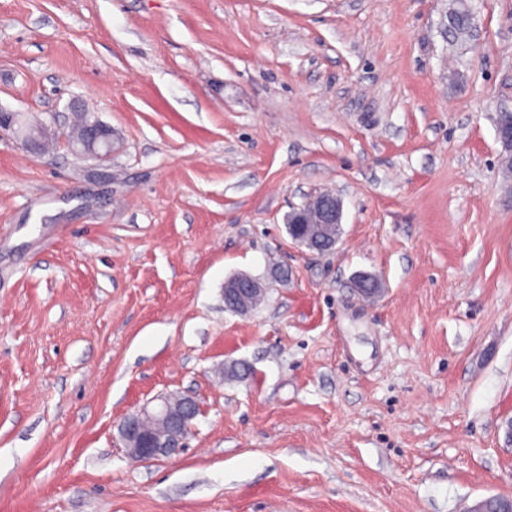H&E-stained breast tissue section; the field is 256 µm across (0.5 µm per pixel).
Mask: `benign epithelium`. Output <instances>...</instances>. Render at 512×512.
I'll return each instance as SVG.
<instances>
[{
  "label": "benign epithelium",
  "mask_w": 512,
  "mask_h": 512,
  "mask_svg": "<svg viewBox=\"0 0 512 512\" xmlns=\"http://www.w3.org/2000/svg\"><path fill=\"white\" fill-rule=\"evenodd\" d=\"M496 135L505 148L501 164L512 166V121L497 122ZM67 141L72 148L84 151L98 160H106L114 152L112 130L97 121L86 117L69 132ZM288 223L292 225L289 238L297 242L311 237L312 247L318 252L332 249L336 239L329 233V226L342 223V203L338 197L323 193L311 196L303 204L292 208L288 213ZM224 293L235 297L227 310L235 314H246L253 309L254 301L266 292V288L247 274H240L227 282ZM196 402L190 397H181L170 403L162 400L153 408L143 407L123 418L119 425V436L133 462H141L158 457H173L185 447L192 421L196 416ZM152 418L162 425L157 434L142 431L143 420Z\"/></svg>",
  "instance_id": "obj_1"
}]
</instances>
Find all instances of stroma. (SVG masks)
<instances>
[{"label": "stroma", "mask_w": 512, "mask_h": 512, "mask_svg": "<svg viewBox=\"0 0 512 512\" xmlns=\"http://www.w3.org/2000/svg\"><path fill=\"white\" fill-rule=\"evenodd\" d=\"M471 5L456 43L451 0H0V108L67 130L76 98L123 140L0 132V512L512 497V0ZM322 190L318 254L284 219ZM167 395L186 448L132 462L120 421ZM80 114V124L66 136L69 145L74 150L84 151L98 160L111 157L115 148L112 130L98 121L89 120L85 113ZM288 224L292 225L291 234L288 224H284L289 238L295 243L310 236L315 251L331 250L336 245V239L329 233L331 224H338L335 228V237L339 240L342 224V203L338 197L323 193L311 196L303 204L293 207L288 213ZM286 217V222H287ZM310 224H315L312 227ZM225 285L231 288H225L224 293L235 297L234 303L225 309L235 314H246L251 311L254 301L259 296H264L266 292V288L258 280L247 274H240L230 279L224 287Z\"/></svg>", "instance_id": "1"}]
</instances>
